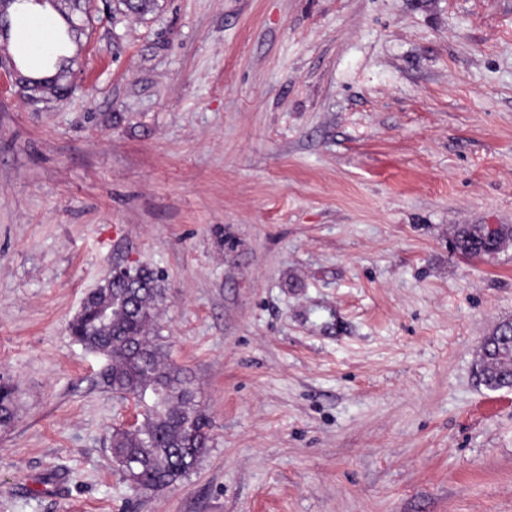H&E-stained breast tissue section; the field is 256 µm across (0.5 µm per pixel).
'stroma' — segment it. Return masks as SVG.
Here are the masks:
<instances>
[{
    "mask_svg": "<svg viewBox=\"0 0 512 512\" xmlns=\"http://www.w3.org/2000/svg\"><path fill=\"white\" fill-rule=\"evenodd\" d=\"M65 96L0 78V512H512V0H83ZM163 270L158 334L212 423L155 491L138 408L69 323ZM511 241L512 226L499 224L491 229L489 224H464L456 228L454 250L473 257L491 255ZM500 349L497 339L488 336L483 344L478 363L481 382L493 390L512 387V371L507 364L502 365ZM15 417V391L7 382H0V426H8Z\"/></svg>",
    "mask_w": 512,
    "mask_h": 512,
    "instance_id": "obj_1",
    "label": "stroma"
}]
</instances>
